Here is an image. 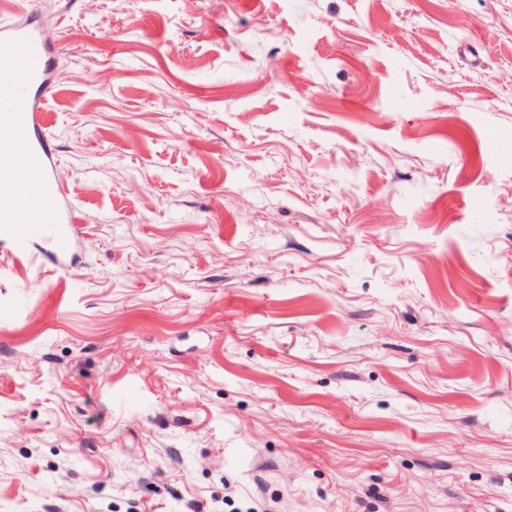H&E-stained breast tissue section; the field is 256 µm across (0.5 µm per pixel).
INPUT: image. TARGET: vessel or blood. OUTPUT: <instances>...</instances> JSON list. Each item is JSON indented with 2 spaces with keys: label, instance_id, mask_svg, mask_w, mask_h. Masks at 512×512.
<instances>
[{
  "label": "vessel or blood",
  "instance_id": "b4317fda",
  "mask_svg": "<svg viewBox=\"0 0 512 512\" xmlns=\"http://www.w3.org/2000/svg\"><path fill=\"white\" fill-rule=\"evenodd\" d=\"M52 71L50 48L27 20L0 21V89L25 103L24 111L0 113V229L22 255L42 229H50L59 257L79 234V216L63 201L47 134L32 133L22 153L11 150L12 133L30 128L51 90Z\"/></svg>",
  "mask_w": 512,
  "mask_h": 512
}]
</instances>
